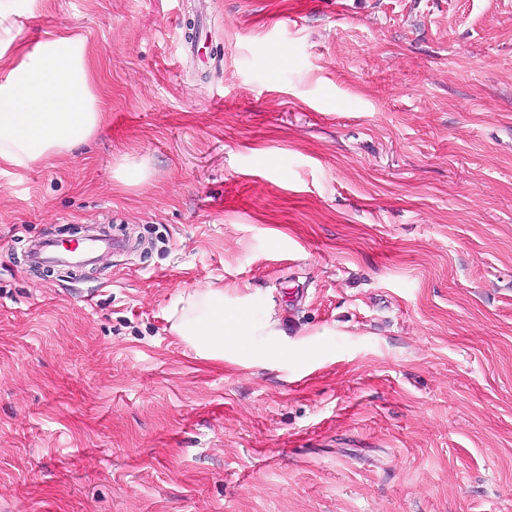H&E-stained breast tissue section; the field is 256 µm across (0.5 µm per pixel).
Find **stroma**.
<instances>
[{"instance_id": "1", "label": "stroma", "mask_w": 512, "mask_h": 512, "mask_svg": "<svg viewBox=\"0 0 512 512\" xmlns=\"http://www.w3.org/2000/svg\"><path fill=\"white\" fill-rule=\"evenodd\" d=\"M65 28L108 117L0 168V512H512V0H53L22 37ZM92 222L132 250L25 266ZM206 288L280 335L197 357Z\"/></svg>"}]
</instances>
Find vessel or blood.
<instances>
[{"label": "vessel or blood", "instance_id": "obj_1", "mask_svg": "<svg viewBox=\"0 0 512 512\" xmlns=\"http://www.w3.org/2000/svg\"><path fill=\"white\" fill-rule=\"evenodd\" d=\"M126 248V240L114 234L111 225L90 224L80 232L79 240L72 248L63 246L57 235L30 239L25 257L31 268L82 269L98 265L103 256L123 252Z\"/></svg>", "mask_w": 512, "mask_h": 512}]
</instances>
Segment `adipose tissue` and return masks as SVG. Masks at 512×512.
<instances>
[{
	"mask_svg": "<svg viewBox=\"0 0 512 512\" xmlns=\"http://www.w3.org/2000/svg\"><path fill=\"white\" fill-rule=\"evenodd\" d=\"M51 0H0V165L24 168L61 158L95 135L107 103L98 89L95 49L85 36L46 32L29 44L22 21L48 10ZM173 329L201 358L220 361L245 337L274 336L265 323L224 310V292L182 294Z\"/></svg>",
	"mask_w": 512,
	"mask_h": 512,
	"instance_id": "obj_1",
	"label": "adipose tissue"
}]
</instances>
